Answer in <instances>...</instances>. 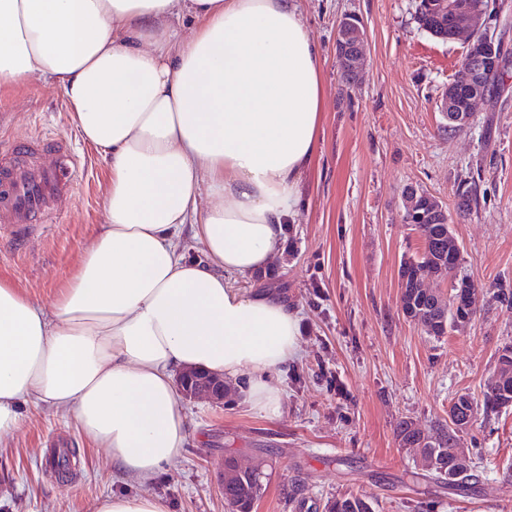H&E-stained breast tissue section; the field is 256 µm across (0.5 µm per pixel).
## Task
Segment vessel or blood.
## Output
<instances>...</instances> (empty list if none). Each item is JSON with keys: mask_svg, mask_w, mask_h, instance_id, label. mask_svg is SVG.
<instances>
[{"mask_svg": "<svg viewBox=\"0 0 512 512\" xmlns=\"http://www.w3.org/2000/svg\"><path fill=\"white\" fill-rule=\"evenodd\" d=\"M80 160L62 140L28 139L0 154V224L38 223L67 199L72 181L82 178Z\"/></svg>", "mask_w": 512, "mask_h": 512, "instance_id": "obj_1", "label": "vessel or blood"}]
</instances>
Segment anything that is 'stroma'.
<instances>
[{
    "instance_id": "stroma-1",
    "label": "stroma",
    "mask_w": 512,
    "mask_h": 512,
    "mask_svg": "<svg viewBox=\"0 0 512 512\" xmlns=\"http://www.w3.org/2000/svg\"><path fill=\"white\" fill-rule=\"evenodd\" d=\"M318 45L325 98L322 126L306 169L291 255L276 259L279 285L301 311L300 354L273 373L280 413L250 409L238 397L184 400L183 453L154 481L112 476V460L89 445L71 415L27 407L0 442V512H90L113 494L153 495L169 512H228L221 489L227 458L261 464L263 493L253 512H296L288 487L300 481L309 505L364 496L372 512H512V408L474 423L460 446L479 476L466 494L436 490L421 459L401 448L400 420L430 430L452 399L480 396L512 345V79L459 131L443 127L440 99L465 47L421 30L416 0H302ZM357 15L367 65L348 84L336 59V24ZM60 136L86 165L83 181L46 223L0 225V279L51 305L103 220L109 161L77 132L62 94L43 80L0 82V139ZM476 186L459 208L458 182ZM447 211L463 267L484 298L443 338L426 335L400 307L399 267L421 242L403 221L407 187ZM75 453L59 477L46 458Z\"/></svg>"
}]
</instances>
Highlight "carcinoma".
Listing matches in <instances>:
<instances>
[{"label": "carcinoma", "instance_id": "1", "mask_svg": "<svg viewBox=\"0 0 512 512\" xmlns=\"http://www.w3.org/2000/svg\"><path fill=\"white\" fill-rule=\"evenodd\" d=\"M428 198L421 196L417 201L416 214L412 215L415 230L420 234L421 247L415 254L403 259L400 264L401 308L403 314L421 325L423 331L435 338L448 333L457 318L472 316L476 310L466 308L445 297L437 288L425 286L430 278L443 279L450 272H458L461 265L460 251L448 246L455 238L448 237V225L431 224ZM461 414L469 418L465 424L452 427L439 423L431 432H425L409 420H401L396 426V437L401 447L413 452L430 463L433 456L448 459L453 474L448 478L429 468V479L437 486L467 492L478 483L472 461L459 450V433L473 425L477 416H490L512 407V346L499 351L497 368L487 380L482 398L475 399L468 394L458 398ZM224 501L231 512H252L255 502L262 494L260 467L250 472H238L224 466ZM325 512H370V505L361 497L349 496L328 500Z\"/></svg>", "mask_w": 512, "mask_h": 512}]
</instances>
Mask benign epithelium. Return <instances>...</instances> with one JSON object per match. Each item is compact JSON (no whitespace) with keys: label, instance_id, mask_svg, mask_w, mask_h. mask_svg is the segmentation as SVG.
Listing matches in <instances>:
<instances>
[{"label":"benign epithelium","instance_id":"1","mask_svg":"<svg viewBox=\"0 0 512 512\" xmlns=\"http://www.w3.org/2000/svg\"><path fill=\"white\" fill-rule=\"evenodd\" d=\"M497 0H483L475 6L465 0H420L415 19L419 20L434 12L441 19H451L452 28L447 32L438 25L433 31L438 37L453 34L466 46L465 67L460 79L454 83L453 96H444L441 104L444 127L460 130L466 127L485 101V88L491 76L512 60V47L496 37L486 24L495 9ZM365 35L363 23L355 15L342 17L336 27V54L344 79L357 84L363 76L365 64ZM185 397H205L214 403L224 402V377L219 375L182 372L178 377Z\"/></svg>","mask_w":512,"mask_h":512}]
</instances>
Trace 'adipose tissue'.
<instances>
[{"mask_svg": "<svg viewBox=\"0 0 512 512\" xmlns=\"http://www.w3.org/2000/svg\"><path fill=\"white\" fill-rule=\"evenodd\" d=\"M0 78L55 85L109 159L104 219L53 305L0 280V442L24 406L63 410L147 481L186 445L176 372L246 378L244 402L278 413L300 311L235 279L283 253L317 143L300 0H0Z\"/></svg>", "mask_w": 512, "mask_h": 512, "instance_id": "adipose-tissue-1", "label": "adipose tissue"}]
</instances>
